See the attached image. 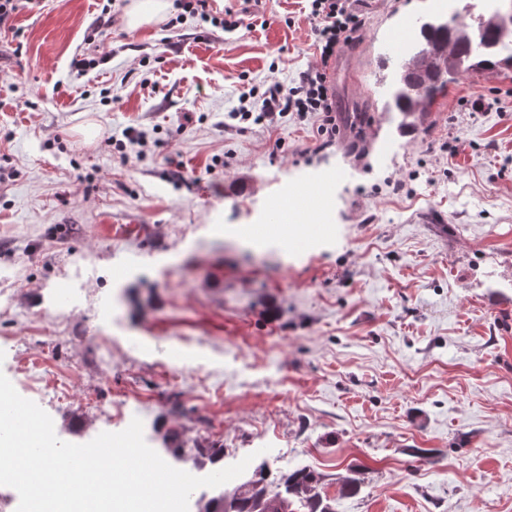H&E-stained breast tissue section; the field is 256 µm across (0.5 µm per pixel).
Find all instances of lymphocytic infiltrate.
<instances>
[{
	"label": "lymphocytic infiltrate",
	"mask_w": 512,
	"mask_h": 512,
	"mask_svg": "<svg viewBox=\"0 0 512 512\" xmlns=\"http://www.w3.org/2000/svg\"><path fill=\"white\" fill-rule=\"evenodd\" d=\"M353 0H310L308 18L314 36L317 61L300 71L291 83L273 82L265 87H250L242 93V106L229 113L232 121L273 123L295 116L314 120L322 146L336 142L340 133L336 102L329 80V68L343 47L359 38L362 21L352 6Z\"/></svg>",
	"instance_id": "lymphocytic-infiltrate-1"
}]
</instances>
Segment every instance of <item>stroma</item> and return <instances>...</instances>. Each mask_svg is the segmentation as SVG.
<instances>
[{
  "label": "stroma",
  "mask_w": 512,
  "mask_h": 512,
  "mask_svg": "<svg viewBox=\"0 0 512 512\" xmlns=\"http://www.w3.org/2000/svg\"><path fill=\"white\" fill-rule=\"evenodd\" d=\"M127 2L40 0L0 33V372L68 377L42 404L66 442L137 417L159 453L174 429L227 466L314 469L336 512H512V68L402 126L378 60L430 0H360L335 146L290 117L228 133L244 87L315 60L305 0H210L232 31L96 27ZM129 127L143 159L105 146ZM314 178L327 208L266 224Z\"/></svg>",
  "instance_id": "obj_1"
}]
</instances>
